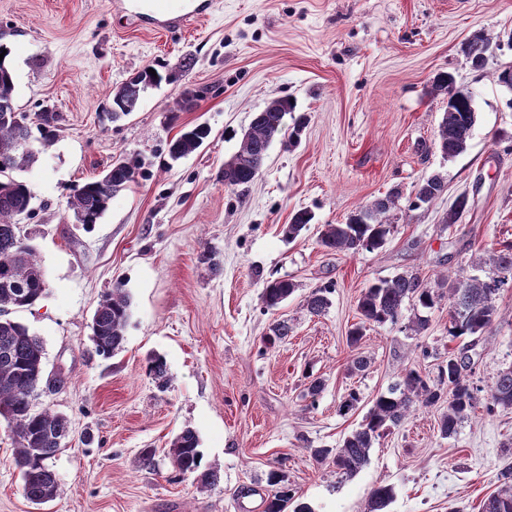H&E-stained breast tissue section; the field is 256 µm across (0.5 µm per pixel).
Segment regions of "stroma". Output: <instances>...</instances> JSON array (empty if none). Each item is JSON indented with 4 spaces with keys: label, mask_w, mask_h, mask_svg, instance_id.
I'll return each mask as SVG.
<instances>
[{
    "label": "stroma",
    "mask_w": 512,
    "mask_h": 512,
    "mask_svg": "<svg viewBox=\"0 0 512 512\" xmlns=\"http://www.w3.org/2000/svg\"><path fill=\"white\" fill-rule=\"evenodd\" d=\"M111 0H0V44L11 50L14 102L23 112L51 106L63 121L55 142L19 172L35 198L24 230L48 284L37 305L10 311L44 347L46 376L64 388L38 394L69 419L68 448L52 461L60 496L39 512H262L268 475L279 471L313 512H363L369 493L391 485L389 512H480L512 463V409L484 408L442 438L438 408H420L379 438L368 464L343 479L313 461L333 448L363 413L340 414L350 390L372 400L417 365L428 376L453 342L448 304L414 333L405 307L397 325L374 326L359 347L347 334L370 281L402 272L428 283L474 265L487 245L512 247V94L498 72L512 66V0H214L196 27L173 33L116 16ZM495 42L484 68H473L465 42ZM193 67L179 82L148 89L119 122L103 111L118 86L148 65ZM452 73L475 100L470 144L456 158L436 148L447 98L434 76ZM206 95L177 121L168 108L183 85ZM279 97L308 114L301 134L285 126L248 185L224 184V162L256 112ZM211 129L196 152L171 160L170 141L198 124ZM119 155L138 158L137 182L113 196L99 224H76L67 201ZM441 175L445 192L412 207L418 185ZM395 194L392 230L378 250H323V225L342 224L376 198ZM468 206L445 222L458 196ZM300 210L307 230L284 228ZM213 253L212 272L201 262ZM297 288L278 310L260 300L264 280ZM123 283L132 316L121 351L102 359L90 339L94 312ZM332 286L324 314L305 299ZM491 329L473 350L475 386L485 389L512 366V287L495 298ZM288 337L267 343L274 320ZM170 376H147L151 355ZM369 366L358 371L357 357ZM324 381L309 396V378ZM186 427L199 435L220 482L198 491L177 474L168 449ZM13 438L0 420V512H38L23 495ZM155 449V465L141 463Z\"/></svg>",
    "instance_id": "stroma-1"
}]
</instances>
